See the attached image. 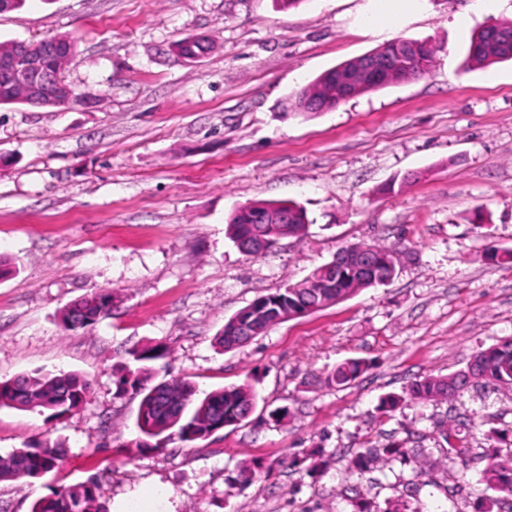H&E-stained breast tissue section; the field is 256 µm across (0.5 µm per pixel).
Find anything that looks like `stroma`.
Segmentation results:
<instances>
[{"label": "stroma", "mask_w": 512, "mask_h": 512, "mask_svg": "<svg viewBox=\"0 0 512 512\" xmlns=\"http://www.w3.org/2000/svg\"><path fill=\"white\" fill-rule=\"evenodd\" d=\"M26 0L0 13V42L71 36L61 107L0 105V379L77 372L87 403L55 420L0 408V457L32 440L66 449L38 479L0 482V512H29L51 489L98 476L110 512L169 495L168 512H478L491 434L512 445V388L447 402L377 405L413 380L464 369L512 336V61L464 65L473 32L512 20V0ZM188 36L211 50L174 53ZM436 50L425 77L301 113L294 93L394 40ZM293 200L302 237L261 256L228 238L238 206ZM378 241L400 254L384 286L220 351L225 321L306 277L336 252ZM98 288L108 316L64 331L59 313ZM165 344L156 380L198 393L249 383L252 416L192 445L136 448L138 399L116 397L129 350ZM369 369L342 389L318 377ZM290 417L269 422L270 411ZM470 447L444 466V432ZM398 444L428 462L349 472L360 449ZM259 461L252 483L227 481ZM369 368V364L363 359H351L336 366L326 373L323 384L329 388H341L358 378Z\"/></svg>", "instance_id": "stroma-1"}]
</instances>
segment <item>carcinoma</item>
Listing matches in <instances>:
<instances>
[{"mask_svg":"<svg viewBox=\"0 0 512 512\" xmlns=\"http://www.w3.org/2000/svg\"><path fill=\"white\" fill-rule=\"evenodd\" d=\"M385 66L380 72L367 73L351 58L326 71L299 90L294 97L296 112H326L337 108L349 98L428 74L435 63V50L426 42L403 40L389 42L371 51ZM512 61V20L484 27L471 40L466 65L487 68ZM28 103L27 90L0 86V104ZM309 227L306 210L298 203L263 201L243 205L229 216L227 234L236 247L248 254H260L274 247L285 237H300ZM364 249L377 259L374 276L366 278L349 265H337L325 272L315 268L303 281L263 295L246 306L249 327L243 331L238 318L231 317L217 334L216 342L224 352L248 345L287 317L307 306L318 303L331 306L357 292L374 288L392 279L396 272L395 250L378 243H358L350 250ZM113 293L99 289L67 306L61 312L65 330H75L95 324L112 310ZM165 355V346L154 343L128 352V363L117 370L115 394H131L140 398L136 427L141 435L138 447L157 450L166 441L177 440L191 445L224 427L236 426L245 412L257 404L254 388L247 384L216 389L197 397L193 382L172 379L152 383L148 363ZM478 373L473 382H464L456 374L426 376L403 390V394L384 396L379 409L391 415L405 399L429 402L449 400L471 386L512 387V344H493L475 353ZM369 368L363 359H351L326 373L323 384L341 388L358 378ZM91 383L83 375L35 372L0 381V407L17 410L49 412V418L59 419L74 412L87 401ZM62 448L48 440L30 441L0 457V482L36 479L43 472L57 467L62 461ZM408 460L418 468L425 466L417 455L401 446L367 448L349 460L352 471H365L375 464L386 465L393 460ZM262 465L255 463L235 470L228 482L241 488L249 485ZM486 489L499 496L512 494V448L495 452V457L481 471ZM30 512H109L103 500L100 483L92 478L55 489L36 499Z\"/></svg>","mask_w":512,"mask_h":512,"instance_id":"obj_1","label":"carcinoma"}]
</instances>
